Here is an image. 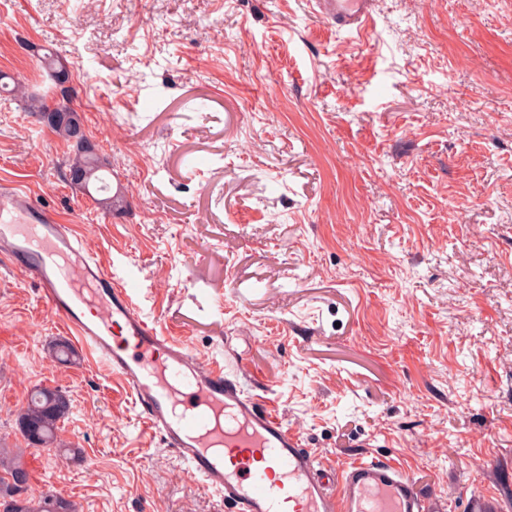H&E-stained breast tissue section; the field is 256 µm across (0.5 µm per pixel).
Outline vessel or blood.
Segmentation results:
<instances>
[{"label": "vessel or blood", "instance_id": "obj_1", "mask_svg": "<svg viewBox=\"0 0 512 512\" xmlns=\"http://www.w3.org/2000/svg\"><path fill=\"white\" fill-rule=\"evenodd\" d=\"M337 28L363 31L373 0H311ZM0 259L19 266L86 360L118 379L145 427L218 494L226 512H447L434 489L389 461L365 454L344 467L306 448L269 396L244 370L226 372L145 313L138 288L82 245L71 225L0 187ZM466 512H502L487 492Z\"/></svg>", "mask_w": 512, "mask_h": 512}]
</instances>
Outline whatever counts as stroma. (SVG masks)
Listing matches in <instances>:
<instances>
[{
    "mask_svg": "<svg viewBox=\"0 0 512 512\" xmlns=\"http://www.w3.org/2000/svg\"><path fill=\"white\" fill-rule=\"evenodd\" d=\"M365 44L306 0H8L0 73L51 94L38 49L125 192L105 211L69 148L0 97V184L133 276L163 331L233 352L318 457L398 463L448 512H512V0H375ZM467 111H459V99ZM0 261V445L39 387L83 458L26 455L79 512H224ZM46 51L41 57V62L45 66V68L52 73L59 71L62 67L63 60H60L58 56L54 55L52 52L46 49H40ZM66 75L58 74L56 76L52 75L53 83H55V87L53 89L54 94L52 96L55 97L56 101H65L69 103V97L74 98L76 94L75 88L72 86L71 82V68L68 66L65 70ZM62 91L66 94L63 97ZM465 512H502L499 500L487 492L471 494L466 499Z\"/></svg>",
    "mask_w": 512,
    "mask_h": 512,
    "instance_id": "obj_1",
    "label": "stroma"
}]
</instances>
